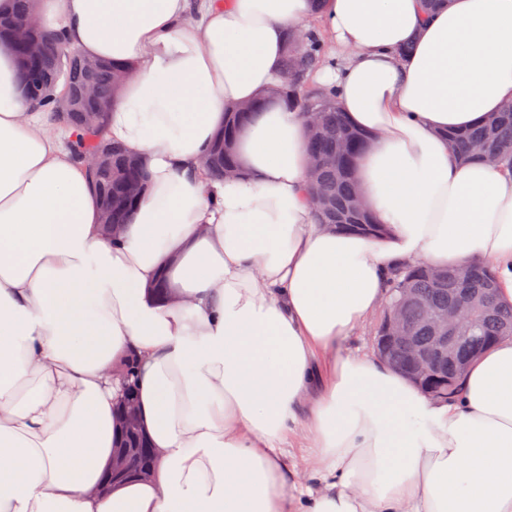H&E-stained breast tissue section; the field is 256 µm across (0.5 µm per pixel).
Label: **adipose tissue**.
<instances>
[{"mask_svg":"<svg viewBox=\"0 0 512 512\" xmlns=\"http://www.w3.org/2000/svg\"><path fill=\"white\" fill-rule=\"evenodd\" d=\"M38 20L135 66L104 130L150 189L105 239L88 164L0 52V512H512V337L446 401L336 350L405 263L491 264L512 302V172L448 147L512 102V0H40ZM298 34L340 50L310 79L372 136L356 179L381 236L319 222L284 102L240 133L238 179L204 166ZM128 362L158 465L102 496Z\"/></svg>","mask_w":512,"mask_h":512,"instance_id":"1","label":"adipose tissue"}]
</instances>
